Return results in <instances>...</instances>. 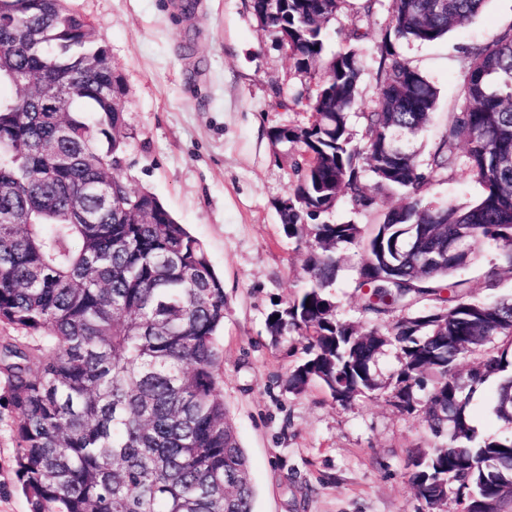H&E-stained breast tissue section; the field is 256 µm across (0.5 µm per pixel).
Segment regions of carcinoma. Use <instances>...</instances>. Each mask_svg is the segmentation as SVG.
<instances>
[{
    "mask_svg": "<svg viewBox=\"0 0 512 512\" xmlns=\"http://www.w3.org/2000/svg\"><path fill=\"white\" fill-rule=\"evenodd\" d=\"M252 0L276 38L288 37L315 88L294 97L310 113L286 127L297 148L290 238L306 244L307 281L268 319L271 335H297L306 358L288 375L302 393L318 384L341 403L386 388L373 370L399 350L392 391L410 410L431 383L425 421L436 437L409 481L430 512L451 482L467 506L512 512V438L477 440L469 407L499 377L492 412L512 425V299L479 300L461 272L497 248L485 288L512 274V27L463 49L459 112L426 167L396 152L421 138L437 90L394 42L432 43L472 21L485 0H391L374 56L377 96L359 107L362 50L330 57L324 39L346 0ZM107 46L67 0H0V323L22 334L0 343V375L14 411L15 472L30 512H255L248 458L224 406V286L204 245L151 192L121 170L125 85L89 63ZM68 89L62 111L31 112L43 81ZM465 151L456 152L458 145ZM461 169L481 188L468 207L427 200L435 177ZM404 203L384 207L363 176ZM373 225L336 223L340 199ZM362 248L356 288L372 324L337 316L336 249ZM397 311L402 316L393 318ZM484 353L467 376L465 354Z\"/></svg>",
    "mask_w": 512,
    "mask_h": 512,
    "instance_id": "1",
    "label": "carcinoma"
}]
</instances>
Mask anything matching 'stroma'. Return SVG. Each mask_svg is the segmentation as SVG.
<instances>
[{
  "mask_svg": "<svg viewBox=\"0 0 512 512\" xmlns=\"http://www.w3.org/2000/svg\"><path fill=\"white\" fill-rule=\"evenodd\" d=\"M391 0L371 16L345 8L330 30L326 54L345 48L351 29L380 44ZM104 39L125 86L122 175L154 193L206 247L224 283V404L249 459L256 512H426L408 480L414 459L435 438L421 410L402 412L391 389L336 402L320 386L294 393L288 374L305 357L293 336L267 328L279 303L307 275L305 246L288 238L278 203L295 179L291 151L270 132L304 126L294 94L313 86L286 49L256 18L251 0H69ZM512 26V0H487L467 26L429 44L397 51L438 91L433 122L420 138L426 161L462 96V45H487ZM481 188L462 172L437 176L428 200L464 206ZM332 288L339 318L368 323L355 285L364 253L340 247ZM489 379L475 394L478 438L512 434L497 421ZM0 378V512H29L14 468V413Z\"/></svg>",
  "mask_w": 512,
  "mask_h": 512,
  "instance_id": "35a3bbf8",
  "label": "stroma"
}]
</instances>
